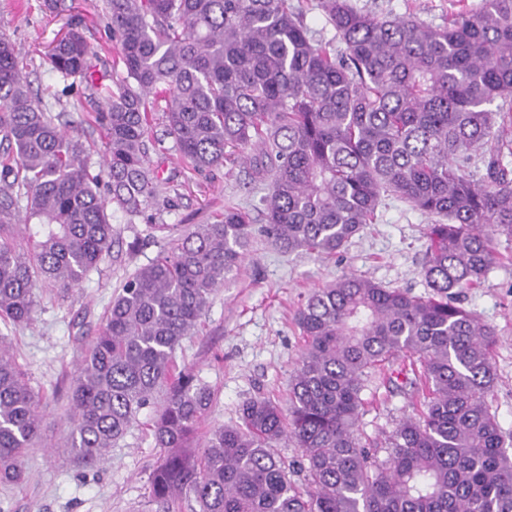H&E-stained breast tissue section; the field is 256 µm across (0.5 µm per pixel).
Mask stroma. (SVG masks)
Wrapping results in <instances>:
<instances>
[{
  "instance_id": "obj_1",
  "label": "stroma",
  "mask_w": 512,
  "mask_h": 512,
  "mask_svg": "<svg viewBox=\"0 0 512 512\" xmlns=\"http://www.w3.org/2000/svg\"><path fill=\"white\" fill-rule=\"evenodd\" d=\"M350 3L379 18L410 15L439 26L458 13L479 10L483 0ZM77 24L97 54L91 84L62 79L45 58L48 45ZM109 24L105 0H61L53 12L44 0H0V36L20 48L34 94L55 123L82 142L95 169L102 161L103 136L94 116L105 107L113 86L116 45ZM149 168L157 183L155 200L134 219L113 211L114 243L97 269L78 288L52 300L46 299L44 287H37L41 305L30 325L18 328L0 321V336L7 338L44 403L40 443L25 459L27 476L19 483L0 482V512H160L150 495L152 467L161 455L147 428L154 407L140 412L97 469H78L63 455L71 426L72 372L84 337L96 335L127 276L196 225L213 222L225 205L260 213L265 189L250 183L243 166L192 170L160 120L151 133ZM428 225L426 216L392 198L382 205L378 223L368 225L333 257L285 254L254 237L246 260L212 294L198 332L185 337L176 352L178 362L213 393L206 427L236 421L239 406L253 397L286 401L303 344L295 313L314 289L353 272L389 288L425 294L420 270ZM499 252L500 260L484 281L463 289L459 303L495 331L497 380L489 404L504 434L512 437V244L500 245ZM363 399L360 433L367 441L383 437L420 409L415 389L394 391L379 378Z\"/></svg>"
}]
</instances>
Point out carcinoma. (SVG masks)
<instances>
[{
    "label": "carcinoma",
    "mask_w": 512,
    "mask_h": 512,
    "mask_svg": "<svg viewBox=\"0 0 512 512\" xmlns=\"http://www.w3.org/2000/svg\"><path fill=\"white\" fill-rule=\"evenodd\" d=\"M117 51L99 116L102 169L34 99L20 52L0 37V318L28 325L41 281L80 285L113 242L107 204L133 217L156 195L147 170L154 100L166 133L196 170L248 164L266 186L262 232L284 253L331 257L394 197L430 219L417 296L350 274L315 289L296 320L305 345L288 412L251 398L196 448L212 393L175 364L216 288L238 269L251 214L224 208L113 297L72 375L65 451L94 469L156 395L162 455L151 495L192 512H512V452L491 413L494 331L450 300L475 287L512 241V0H484L441 26L379 19L348 0H319L345 45L316 39L291 0H106ZM93 52L71 29L47 53L62 78H93ZM485 174H479L480 169ZM23 223V250L13 226ZM422 382V409L384 446L362 441V393L397 356ZM42 396L0 337V482L25 477L41 438ZM290 439L298 467L274 452ZM384 456H379V453ZM304 474L303 481L294 479Z\"/></svg>",
    "instance_id": "obj_1"
}]
</instances>
